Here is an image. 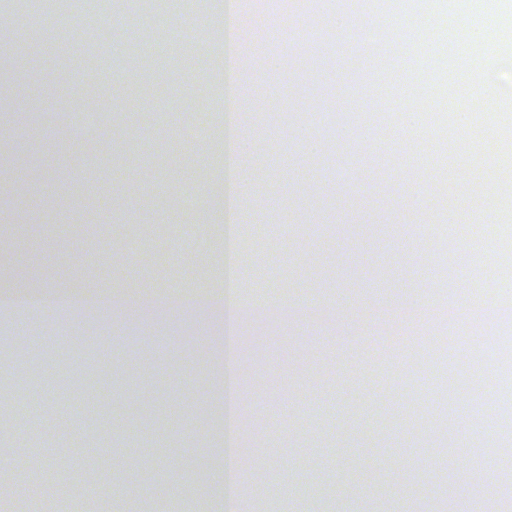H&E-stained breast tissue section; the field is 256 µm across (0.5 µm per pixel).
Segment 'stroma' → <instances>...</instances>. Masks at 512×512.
<instances>
[{"label": "stroma", "instance_id": "1", "mask_svg": "<svg viewBox=\"0 0 512 512\" xmlns=\"http://www.w3.org/2000/svg\"><path fill=\"white\" fill-rule=\"evenodd\" d=\"M265 30L277 69L258 67L244 93L268 101L247 132L263 172L255 194L276 222L245 213L242 276L255 300L279 309L242 328L245 412L264 434L242 461L241 496L267 512H512V459L500 449L512 419V370L470 343V291L448 279L482 277L468 226L434 242L408 188L436 185L399 166L408 136L370 92L376 66L410 81L414 38L379 45L334 35V0H274ZM424 0H348L355 20L410 23ZM211 0H0V24L28 43L9 50L0 84V272L46 289L97 283L116 293L190 300L218 289L221 208L205 195L224 168L210 104L224 100L223 53L202 34ZM126 46L114 57L103 30ZM112 126L89 140L100 115ZM352 141L332 143L337 123ZM329 146L307 155L293 128ZM90 223L70 228L80 208ZM415 292L424 306L399 307ZM23 332L5 378L17 416L33 425L34 459L17 481L45 487L43 512H104L100 499L65 490L85 469L112 489L111 512H218L184 475L223 446L224 405L204 395L224 357L208 313L165 319L119 308L61 306L51 313L0 306V337ZM69 418L38 432L45 413ZM67 442L73 455L54 453ZM489 471L483 490L447 488L449 458ZM143 495L125 484L141 468Z\"/></svg>", "mask_w": 512, "mask_h": 512}]
</instances>
